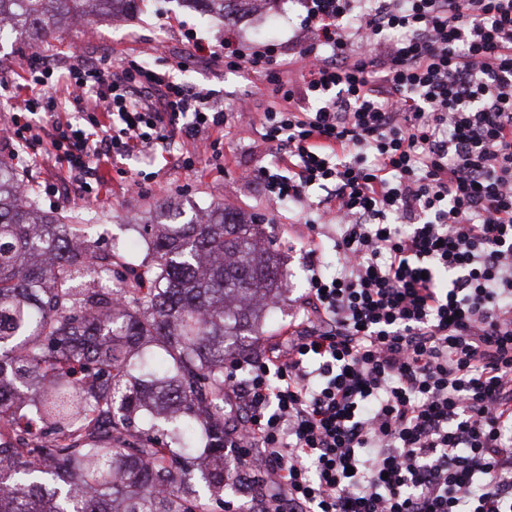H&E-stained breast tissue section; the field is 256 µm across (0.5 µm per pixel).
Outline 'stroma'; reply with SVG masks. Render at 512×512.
Segmentation results:
<instances>
[{
    "label": "stroma",
    "mask_w": 512,
    "mask_h": 512,
    "mask_svg": "<svg viewBox=\"0 0 512 512\" xmlns=\"http://www.w3.org/2000/svg\"><path fill=\"white\" fill-rule=\"evenodd\" d=\"M302 14L297 0H276L260 18L241 16L225 24L188 6L185 0H144L135 17L106 19L87 28L67 26L38 43L13 34L0 44V66L8 77L22 75L26 60L36 52L59 67L78 58L107 59L116 65L134 60L167 74L174 82L208 91L223 106L227 124L220 165L203 162L192 171L181 167L178 156L193 153L195 145L177 131L171 136L169 151L134 152L101 167L90 200L72 185L52 189L51 169L37 162L49 148L41 136L30 138L15 154L0 144V158L11 161L42 211L57 217L85 212L102 233L100 248L125 252L135 267L146 256L136 227L156 218L159 203H169L185 220L196 208L221 203L243 220L262 224L286 274L285 298L263 327L264 339H272L302 309L308 276L303 243L308 236L319 235L323 242L322 273H335L334 229L318 223L316 213L301 204L288 203L272 210L253 180L254 167L273 159L259 131L263 112L276 99V85L250 71L226 70L222 45L225 37L231 36L245 53L271 50L280 66H287L295 62L306 37Z\"/></svg>",
    "instance_id": "1"
}]
</instances>
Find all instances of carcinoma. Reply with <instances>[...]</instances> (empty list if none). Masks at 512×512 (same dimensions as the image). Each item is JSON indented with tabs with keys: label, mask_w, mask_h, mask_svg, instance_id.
Listing matches in <instances>:
<instances>
[{
	"label": "carcinoma",
	"mask_w": 512,
	"mask_h": 512,
	"mask_svg": "<svg viewBox=\"0 0 512 512\" xmlns=\"http://www.w3.org/2000/svg\"><path fill=\"white\" fill-rule=\"evenodd\" d=\"M141 0H0L36 41ZM227 21L251 0H195ZM40 212L0 160V512H211L232 478L224 368L282 296L261 225L222 204L150 225L143 270Z\"/></svg>",
	"instance_id": "obj_1"
}]
</instances>
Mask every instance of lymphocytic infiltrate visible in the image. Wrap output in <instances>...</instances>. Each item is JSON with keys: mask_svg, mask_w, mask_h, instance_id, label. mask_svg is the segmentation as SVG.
I'll use <instances>...</instances> for the list:
<instances>
[{"mask_svg": "<svg viewBox=\"0 0 512 512\" xmlns=\"http://www.w3.org/2000/svg\"><path fill=\"white\" fill-rule=\"evenodd\" d=\"M301 5L254 176L335 224L337 268L310 263L300 322L226 367L224 445L257 512H512V0ZM46 74L32 57L23 108L83 195L178 127L221 157L224 109L190 86L134 61Z\"/></svg>", "mask_w": 512, "mask_h": 512, "instance_id": "f902f5d3", "label": "lymphocytic infiltrate"}]
</instances>
